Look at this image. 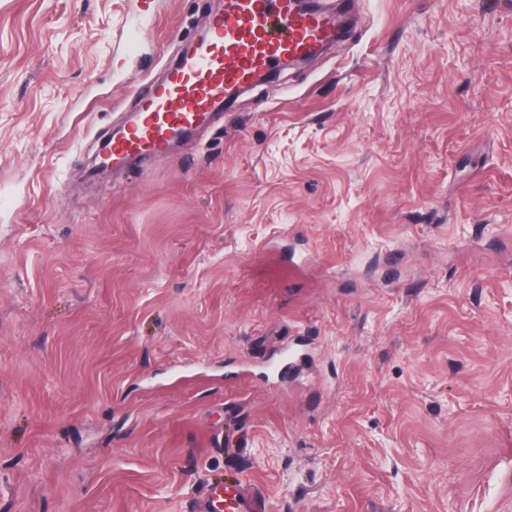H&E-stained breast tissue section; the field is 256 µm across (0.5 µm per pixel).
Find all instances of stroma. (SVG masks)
Listing matches in <instances>:
<instances>
[{"mask_svg":"<svg viewBox=\"0 0 512 512\" xmlns=\"http://www.w3.org/2000/svg\"><path fill=\"white\" fill-rule=\"evenodd\" d=\"M318 6L327 52L93 177L218 0H0V512H512V0ZM224 497V508L231 512H265V502L255 494H248L242 488L229 483L213 486L209 489L208 495L203 500L202 512H209L215 508L216 503H221Z\"/></svg>","mask_w":512,"mask_h":512,"instance_id":"1","label":"stroma"}]
</instances>
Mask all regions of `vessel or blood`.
Returning <instances> with one entry per match:
<instances>
[{
  "mask_svg": "<svg viewBox=\"0 0 512 512\" xmlns=\"http://www.w3.org/2000/svg\"><path fill=\"white\" fill-rule=\"evenodd\" d=\"M336 38V17L297 11L293 0H224L207 33L150 87L129 122L104 148L106 161L166 153L178 135L212 124L241 88L263 79L293 58L309 55ZM226 512H261L265 502L242 488L211 487L205 512L216 503Z\"/></svg>",
  "mask_w": 512,
  "mask_h": 512,
  "instance_id": "obj_1",
  "label": "vessel or blood"
}]
</instances>
